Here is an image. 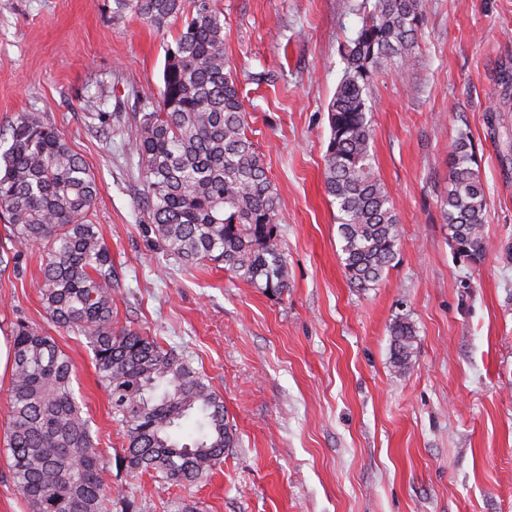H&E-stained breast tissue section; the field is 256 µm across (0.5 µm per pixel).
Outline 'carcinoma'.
Masks as SVG:
<instances>
[{"mask_svg":"<svg viewBox=\"0 0 512 512\" xmlns=\"http://www.w3.org/2000/svg\"><path fill=\"white\" fill-rule=\"evenodd\" d=\"M112 2V17L134 14L159 32L182 21L165 51L158 106L127 128L155 243L186 266L211 261L267 294L285 292L278 197L248 136V112L224 54L218 0ZM360 9L329 104L324 175L338 211L345 274L367 289L382 280L401 243L398 208L375 174L367 89L385 62L397 59L404 73L413 66L425 0H363ZM499 81V102L512 112V70L504 69ZM3 135L10 145L0 154V213L11 247L0 250V265L30 247L44 249L43 307L55 327L86 338L112 417L125 427L126 467L165 482L203 479L236 447V433L224 400L186 357L112 323V256L88 219L99 194L94 174L66 136L33 112L19 114ZM487 206L475 148L462 134L441 210L453 250L468 261L485 257ZM415 336L405 318L390 327L399 373L410 367ZM13 351L7 448L29 512H108L105 457L76 397L71 358L25 322L16 324Z\"/></svg>","mask_w":512,"mask_h":512,"instance_id":"cac0c4a2","label":"carcinoma"}]
</instances>
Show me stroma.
Masks as SVG:
<instances>
[{"label": "stroma", "mask_w": 512, "mask_h": 512, "mask_svg": "<svg viewBox=\"0 0 512 512\" xmlns=\"http://www.w3.org/2000/svg\"><path fill=\"white\" fill-rule=\"evenodd\" d=\"M361 0H219L224 53L251 137L279 198L289 288L272 296L221 266L187 267L147 233L141 171L126 146L134 113L157 101L167 43L112 0H0V131L34 112L62 130L100 191L93 221L112 254L116 328L183 354L224 399L239 439L197 483L124 466L85 337L53 326L39 293L41 248L0 271V333L25 322L75 366L98 432L110 512H512V0H426L406 75L385 63L368 89L375 172L399 207V253L382 281L350 287L337 209L325 192L328 105ZM111 99L96 108L100 84ZM112 115L101 128L98 111ZM488 198L486 256L454 253L441 212L460 132ZM416 330L411 368L391 364L390 326ZM11 375L0 377V512H29L9 475Z\"/></svg>", "instance_id": "stroma-1"}]
</instances>
